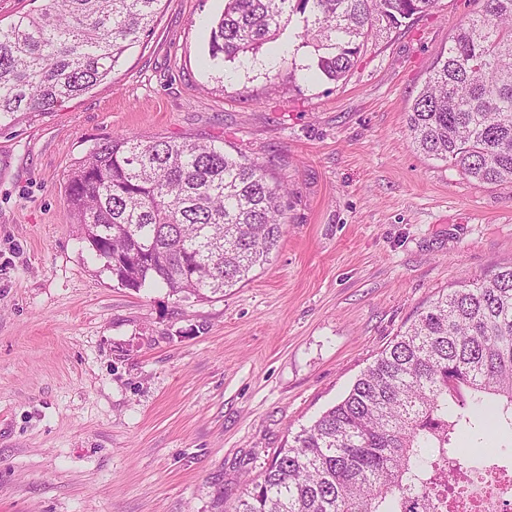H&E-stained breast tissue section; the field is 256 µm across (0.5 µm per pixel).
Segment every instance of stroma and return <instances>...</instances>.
I'll return each mask as SVG.
<instances>
[{
    "label": "stroma",
    "mask_w": 512,
    "mask_h": 512,
    "mask_svg": "<svg viewBox=\"0 0 512 512\" xmlns=\"http://www.w3.org/2000/svg\"><path fill=\"white\" fill-rule=\"evenodd\" d=\"M224 0L56 112L0 127V512H233L440 292L512 266V183L417 151L407 114L480 0L367 40L340 80L290 28L208 58ZM116 134L220 139L288 188L284 234L210 300L118 286L64 204Z\"/></svg>",
    "instance_id": "obj_1"
}]
</instances>
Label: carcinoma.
Listing matches in <instances>:
<instances>
[{"mask_svg":"<svg viewBox=\"0 0 512 512\" xmlns=\"http://www.w3.org/2000/svg\"><path fill=\"white\" fill-rule=\"evenodd\" d=\"M437 0H224L214 61L275 41L301 19L317 69L338 80L374 32ZM408 113L413 146L485 184L512 182V0H482ZM161 0H44L0 25V121L47 114L106 79L152 31ZM285 186L192 139L117 134L68 175L64 203L124 288L224 295L284 230ZM496 420L512 430V267L433 299L346 396L281 448L235 512H435L448 448Z\"/></svg>","mask_w":512,"mask_h":512,"instance_id":"cac0c4a2","label":"carcinoma"}]
</instances>
